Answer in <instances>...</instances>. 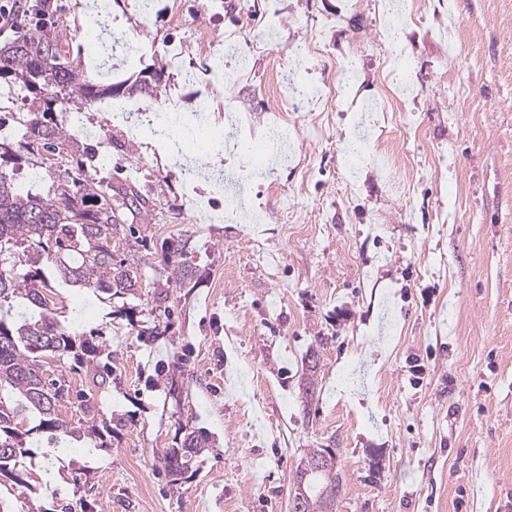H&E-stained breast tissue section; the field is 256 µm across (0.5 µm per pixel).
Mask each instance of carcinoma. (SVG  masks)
<instances>
[{
  "mask_svg": "<svg viewBox=\"0 0 512 512\" xmlns=\"http://www.w3.org/2000/svg\"><path fill=\"white\" fill-rule=\"evenodd\" d=\"M116 68L103 51L91 58L90 70H76L62 48L59 33L46 29L22 34L0 46V80H8L35 95L37 105L27 113L20 133H1L0 122V257L11 259L0 269V475L8 474L25 483L17 469L20 459L31 454L28 442L34 432H58L75 437L84 431L93 448H107L112 421L99 418L93 406H81L87 414L86 427H75L59 417V407L70 394V380L62 371L45 375L46 359L63 363L96 364L105 371L99 387L111 373L112 350L104 342H94L74 334L71 322L55 306L56 288H86L108 299L134 294L139 287L140 261L132 259L135 219L151 215L153 201L137 181L128 180L109 194L97 187L94 174L103 166L102 149L112 146L101 130L85 128V143L72 137L58 113L66 108L80 110L87 105L110 103L121 97L148 95L153 86L149 68L135 78L114 81ZM58 150L57 156L76 155L75 165L63 182L70 192L60 190L53 180L43 192L17 186L7 167L39 159L42 153ZM126 245V257L114 260V246ZM165 277L153 287V319L138 330L141 337L161 334L168 319L169 289L191 283L196 264L187 250V240L174 238L161 244ZM52 270L47 275L46 270ZM11 394L5 399L1 391ZM37 414L39 424L25 428L27 415ZM208 447L201 431L186 430L183 437L164 449L161 461L173 480L189 472ZM317 463L320 470L308 473ZM293 485L303 487L310 498V510L336 512V503L345 495L342 477L336 468L333 448H313L298 465Z\"/></svg>",
  "mask_w": 512,
  "mask_h": 512,
  "instance_id": "obj_1",
  "label": "carcinoma"
}]
</instances>
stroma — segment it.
I'll return each instance as SVG.
<instances>
[{
    "instance_id": "obj_1",
    "label": "stroma",
    "mask_w": 512,
    "mask_h": 512,
    "mask_svg": "<svg viewBox=\"0 0 512 512\" xmlns=\"http://www.w3.org/2000/svg\"><path fill=\"white\" fill-rule=\"evenodd\" d=\"M130 2L111 5L112 24L163 74L138 99L152 114L192 109L178 70L204 67L199 43H222L231 29L249 50L262 20L240 0H224L218 16L207 0H156L146 19ZM450 2L452 54L436 35L440 0H417L420 22L395 20L419 90L406 125L388 95L379 0H358L308 77L331 80L346 56L359 77L320 111H293L302 130H322L294 138L299 166L281 164L259 134L246 144L259 169L241 174L224 123L178 157L105 123L116 146L101 177H138L154 200L141 227V286L110 302L72 288L62 304L78 309V334L102 333L112 350L95 399L120 425L103 450L56 448L39 434L23 461L28 486L0 476L14 512H291L292 478L313 448L336 451L346 485L336 512H512V0ZM92 3L54 0L48 16L85 61ZM282 6L281 42L253 54L248 89L225 88L258 127L273 104L274 60L303 48L342 0ZM175 39L185 44L179 63L165 53ZM376 104L377 124L365 128L363 110ZM361 138L374 159L356 167L345 147ZM211 169L243 175L265 223L193 221L194 193H212L201 177ZM185 233L195 285L172 289L165 335L139 338L131 322L145 319L163 267L156 245ZM185 427L214 444L174 483L158 455Z\"/></svg>"
}]
</instances>
